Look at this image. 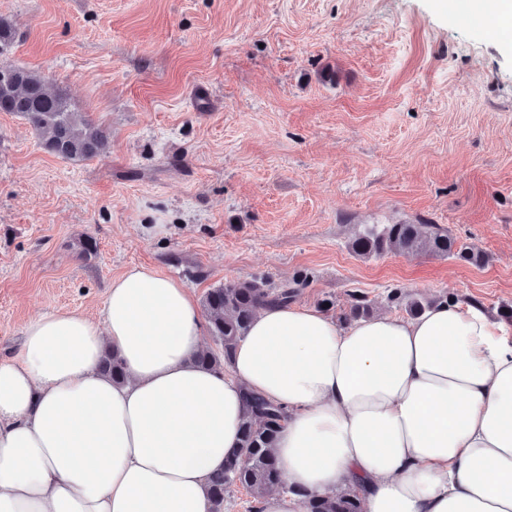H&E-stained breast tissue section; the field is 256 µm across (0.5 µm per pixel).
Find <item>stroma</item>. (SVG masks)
<instances>
[{
    "label": "stroma",
    "instance_id": "35a3bbf8",
    "mask_svg": "<svg viewBox=\"0 0 512 512\" xmlns=\"http://www.w3.org/2000/svg\"><path fill=\"white\" fill-rule=\"evenodd\" d=\"M0 19L5 61L110 132L74 162L0 112L1 357L34 316L99 315L135 266L199 298L304 274L296 303L334 318L356 292L405 317L397 287L512 306V28L458 0H0ZM401 222L485 261L350 250Z\"/></svg>",
    "mask_w": 512,
    "mask_h": 512
}]
</instances>
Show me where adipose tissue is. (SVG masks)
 <instances>
[{"label": "adipose tissue", "instance_id": "adipose-tissue-1", "mask_svg": "<svg viewBox=\"0 0 512 512\" xmlns=\"http://www.w3.org/2000/svg\"><path fill=\"white\" fill-rule=\"evenodd\" d=\"M204 323L181 282L134 267L102 320L32 318L0 359V512H210L239 451L245 395L285 409L273 450L288 491L358 495L363 512H512V326L438 302L340 322L270 305L227 372L199 367ZM124 382L104 376L105 352Z\"/></svg>", "mask_w": 512, "mask_h": 512}]
</instances>
